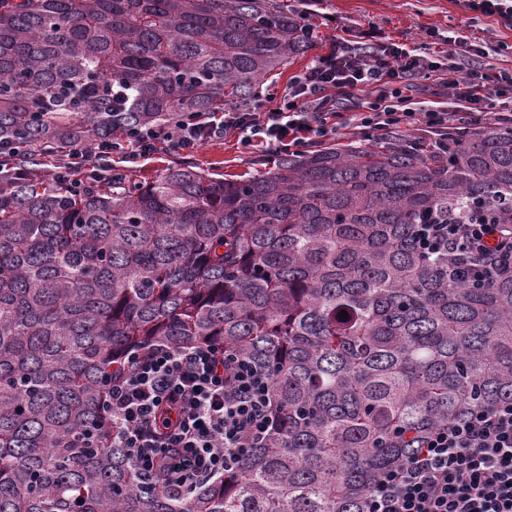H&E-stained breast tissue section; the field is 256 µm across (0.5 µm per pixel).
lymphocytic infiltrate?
I'll return each mask as SVG.
<instances>
[{"mask_svg": "<svg viewBox=\"0 0 512 512\" xmlns=\"http://www.w3.org/2000/svg\"><path fill=\"white\" fill-rule=\"evenodd\" d=\"M448 43L476 60L445 78L448 106L409 94L415 81L437 75L423 55L395 43H341L315 59L275 105L195 115L161 132L132 130L123 157L136 162L160 144L189 152L229 134L287 154L341 130L432 132L512 112V74L493 72L489 49L461 35ZM366 90L377 93L366 111L340 110L339 97ZM418 232L429 245L447 240L449 257L467 258L474 271L512 269V224H423ZM270 381L266 369L217 343L133 353L106 396L112 441L165 492L189 493L278 426ZM363 512H512V401L470 408L434 428L406 464L378 479Z\"/></svg>", "mask_w": 512, "mask_h": 512, "instance_id": "1", "label": "lymphocytic infiltrate"}]
</instances>
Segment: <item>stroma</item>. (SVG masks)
<instances>
[{
	"instance_id": "35a3bbf8",
	"label": "stroma",
	"mask_w": 512,
	"mask_h": 512,
	"mask_svg": "<svg viewBox=\"0 0 512 512\" xmlns=\"http://www.w3.org/2000/svg\"><path fill=\"white\" fill-rule=\"evenodd\" d=\"M308 8L312 44L303 56L269 76L271 97H280L291 79L326 54L334 42L355 44L368 35L417 50L445 67L461 63V56H448L446 39L462 34L471 42L494 48V65L512 72V27L487 18H469L458 0H309ZM271 153L268 147L245 150L237 137L229 136L188 153L158 152L134 163L133 170L137 176L151 178L189 161L203 171L227 177L254 176L264 170Z\"/></svg>"
}]
</instances>
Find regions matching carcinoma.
I'll return each instance as SVG.
<instances>
[{
    "instance_id": "obj_1",
    "label": "carcinoma",
    "mask_w": 512,
    "mask_h": 512,
    "mask_svg": "<svg viewBox=\"0 0 512 512\" xmlns=\"http://www.w3.org/2000/svg\"><path fill=\"white\" fill-rule=\"evenodd\" d=\"M309 44L285 0H0V512H363L433 428L512 401V275L460 277L417 233L512 224L508 122L247 178L32 170L251 106ZM206 342L270 371L281 424L178 496L112 443L104 401L131 353Z\"/></svg>"
}]
</instances>
